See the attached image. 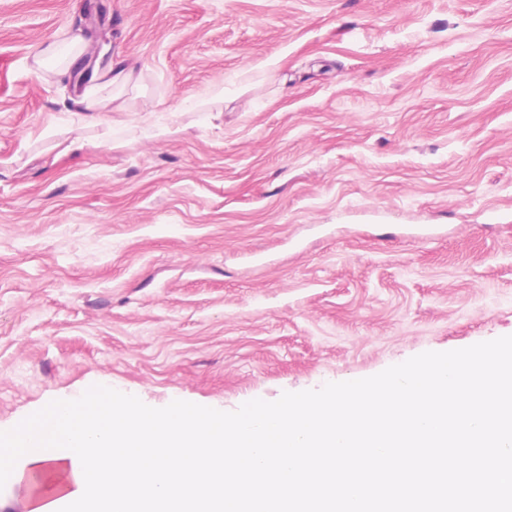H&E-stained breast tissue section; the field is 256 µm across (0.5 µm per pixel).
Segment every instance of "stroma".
<instances>
[{
  "mask_svg": "<svg viewBox=\"0 0 512 512\" xmlns=\"http://www.w3.org/2000/svg\"><path fill=\"white\" fill-rule=\"evenodd\" d=\"M92 14L141 78L88 126L30 64ZM509 335L512 0H0V431L94 385L231 412Z\"/></svg>",
  "mask_w": 512,
  "mask_h": 512,
  "instance_id": "obj_1",
  "label": "stroma"
}]
</instances>
